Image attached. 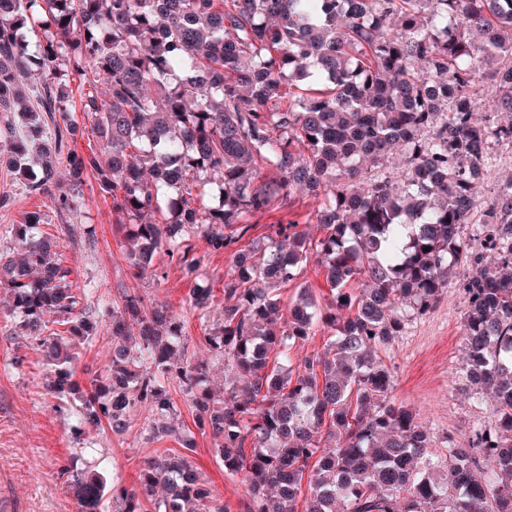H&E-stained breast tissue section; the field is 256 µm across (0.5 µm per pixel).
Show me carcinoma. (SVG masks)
I'll use <instances>...</instances> for the list:
<instances>
[{"label":"carcinoma","instance_id":"1","mask_svg":"<svg viewBox=\"0 0 512 512\" xmlns=\"http://www.w3.org/2000/svg\"><path fill=\"white\" fill-rule=\"evenodd\" d=\"M481 72L497 88L487 106ZM75 89L100 151L68 155L70 192L56 195ZM480 110L512 112V0H0V112L18 114L0 142L25 190L72 214L93 177L135 245L136 277L160 253L189 276L208 255L232 260L222 324L208 325L213 288L188 295L232 374L223 399L206 386L209 363L185 357L180 322L135 293L108 311L111 361L86 389L72 363L99 323L41 214L15 225L20 258L0 254V287L45 352L51 393L78 395L75 438L104 422L125 430L135 405L169 412L176 382L224 469L246 473L241 512H512V177L475 191L494 145H512V121L479 122ZM395 146L399 182L385 171ZM298 187L318 199L322 236L279 220L256 244L250 218L292 209ZM477 210L478 239L497 248L487 262L463 239ZM313 252L324 304L300 281ZM458 265L470 268L466 372L476 393L494 392L497 425L448 446L441 465L433 436L390 400L374 351L435 305ZM293 282L285 310L277 290ZM50 314L64 331L48 329ZM318 325L327 348L290 368ZM190 450L146 460L119 512H225ZM78 460L60 476L78 512H103L107 479Z\"/></svg>","mask_w":512,"mask_h":512}]
</instances>
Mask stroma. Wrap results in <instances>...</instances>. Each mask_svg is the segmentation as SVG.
<instances>
[{
    "label": "stroma",
    "instance_id": "1",
    "mask_svg": "<svg viewBox=\"0 0 512 512\" xmlns=\"http://www.w3.org/2000/svg\"><path fill=\"white\" fill-rule=\"evenodd\" d=\"M9 198L0 208V252L13 253L12 228L28 213L43 216L40 229L56 238L58 252L70 269L74 287L83 289L86 316L98 318L104 305L120 303L123 293H137L148 306H163L183 324L187 355L207 358L197 314L188 303L194 286L176 264L163 255L153 266L158 277H134L125 258L128 241L113 231L112 200L94 180H86L76 198V216L60 217L51 199L28 194L14 173L0 163V194ZM467 267L454 269L447 290L426 315L407 325L401 336L379 349L378 355L394 378L392 397L410 409L433 435L437 453L446 443L467 446L474 431L494 424L490 398L475 402L464 372L463 314L468 298L461 287ZM16 320L7 314V297L0 292V501L11 512H76L75 500L59 470L74 451L73 421L49 395L46 361L41 349L18 335ZM108 331L99 329L79 350L73 367L80 384L104 371L109 360ZM175 420L193 439L190 458L227 512H240L248 496L243 473H230L216 460L212 439L195 426L178 388H171ZM152 410L140 406L130 413V428L89 431L84 443L91 460L100 463L108 483L126 489L136 485L144 460L181 451L171 438L155 439L149 432Z\"/></svg>",
    "mask_w": 512,
    "mask_h": 512
}]
</instances>
